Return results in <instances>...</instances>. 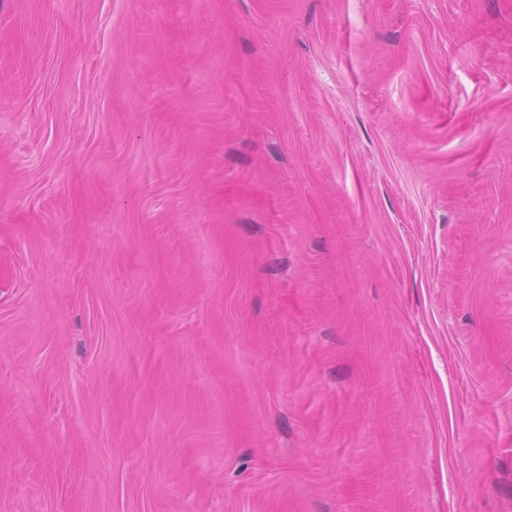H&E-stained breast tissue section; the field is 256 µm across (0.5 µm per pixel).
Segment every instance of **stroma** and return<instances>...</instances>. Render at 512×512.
Segmentation results:
<instances>
[{"label": "stroma", "instance_id": "35a3bbf8", "mask_svg": "<svg viewBox=\"0 0 512 512\" xmlns=\"http://www.w3.org/2000/svg\"><path fill=\"white\" fill-rule=\"evenodd\" d=\"M0 512H512V0H0Z\"/></svg>", "mask_w": 512, "mask_h": 512}]
</instances>
